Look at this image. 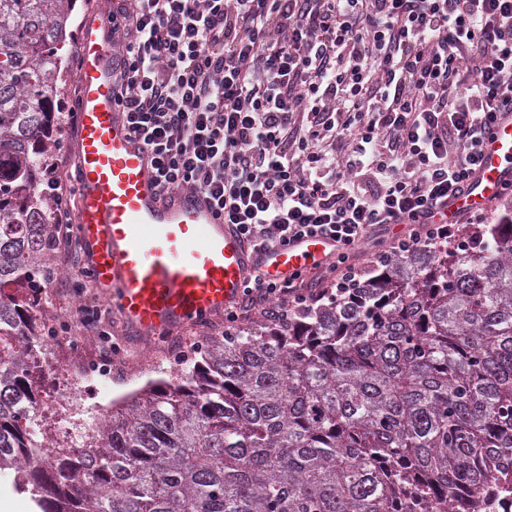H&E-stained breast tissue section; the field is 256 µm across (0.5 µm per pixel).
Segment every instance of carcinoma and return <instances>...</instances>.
Returning <instances> with one entry per match:
<instances>
[{
	"instance_id": "cac0c4a2",
	"label": "carcinoma",
	"mask_w": 512,
	"mask_h": 512,
	"mask_svg": "<svg viewBox=\"0 0 512 512\" xmlns=\"http://www.w3.org/2000/svg\"><path fill=\"white\" fill-rule=\"evenodd\" d=\"M72 0H0V471L40 512H498L512 504V216L327 302L211 336L86 448L38 436L60 225L51 58Z\"/></svg>"
}]
</instances>
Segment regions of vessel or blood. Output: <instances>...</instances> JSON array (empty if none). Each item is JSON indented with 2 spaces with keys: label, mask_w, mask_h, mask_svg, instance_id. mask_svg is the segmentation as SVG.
<instances>
[{
  "label": "vessel or blood",
  "mask_w": 512,
  "mask_h": 512,
  "mask_svg": "<svg viewBox=\"0 0 512 512\" xmlns=\"http://www.w3.org/2000/svg\"><path fill=\"white\" fill-rule=\"evenodd\" d=\"M80 42L76 232L94 245L93 277L113 289L133 329L156 334L223 313L251 272L279 282L334 257L339 244L323 235L253 248L202 192L159 195L148 153L116 102L107 21L83 20ZM510 184L512 113L504 112L484 141L477 171L433 219L452 224L485 211Z\"/></svg>",
  "instance_id": "vessel-or-blood-1"
}]
</instances>
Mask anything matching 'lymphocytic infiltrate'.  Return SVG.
Listing matches in <instances>:
<instances>
[{"instance_id":"f902f5d3","label":"lymphocytic infiltrate","mask_w":512,"mask_h":512,"mask_svg":"<svg viewBox=\"0 0 512 512\" xmlns=\"http://www.w3.org/2000/svg\"><path fill=\"white\" fill-rule=\"evenodd\" d=\"M109 22L118 105L162 194L203 191L259 248L332 236L340 292L377 228L408 227L377 264L463 248L431 216L512 110V0H130ZM306 277L251 276L225 321L309 308Z\"/></svg>"}]
</instances>
